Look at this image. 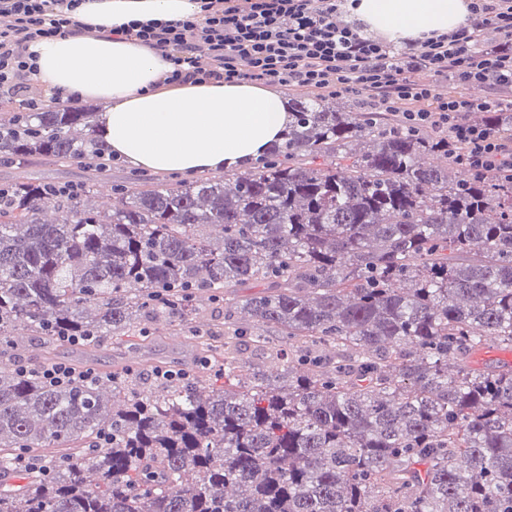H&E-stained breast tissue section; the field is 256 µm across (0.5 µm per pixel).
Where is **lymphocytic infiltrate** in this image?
I'll return each mask as SVG.
<instances>
[{
	"label": "lymphocytic infiltrate",
	"instance_id": "1",
	"mask_svg": "<svg viewBox=\"0 0 512 512\" xmlns=\"http://www.w3.org/2000/svg\"><path fill=\"white\" fill-rule=\"evenodd\" d=\"M342 0H203V19L134 20L126 38L168 52V82L187 73L199 80L299 85L328 97H364L398 113L409 130L431 124L447 128L475 176L499 169L512 173V133H493L469 121L492 102L437 93L412 79L414 70L456 82L512 90V0H471V20L458 30L409 43L403 51L361 36L336 15ZM77 0H0V92L18 94L33 66L24 49L32 40L70 32ZM209 51L198 66L197 46Z\"/></svg>",
	"mask_w": 512,
	"mask_h": 512
}]
</instances>
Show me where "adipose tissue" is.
Returning <instances> with one entry per match:
<instances>
[{
    "label": "adipose tissue",
    "mask_w": 512,
    "mask_h": 512,
    "mask_svg": "<svg viewBox=\"0 0 512 512\" xmlns=\"http://www.w3.org/2000/svg\"><path fill=\"white\" fill-rule=\"evenodd\" d=\"M470 0H353L352 20L385 41L425 40L470 19ZM199 0H80L72 34L28 43L32 85L96 100L108 151L149 173L229 172L264 156L292 120L282 89L249 82L169 84L163 51L117 36L129 21H177Z\"/></svg>",
    "instance_id": "obj_1"
}]
</instances>
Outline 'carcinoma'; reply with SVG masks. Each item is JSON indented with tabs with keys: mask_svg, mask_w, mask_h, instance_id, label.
I'll list each match as a JSON object with an SVG mask.
<instances>
[{
	"mask_svg": "<svg viewBox=\"0 0 512 512\" xmlns=\"http://www.w3.org/2000/svg\"><path fill=\"white\" fill-rule=\"evenodd\" d=\"M290 107L270 158L229 178L136 184L110 210L88 186L0 189V351L23 325L89 354L158 315L184 326L196 291L249 281L264 291L233 335L288 345L286 380L235 371L227 340L197 348L208 384L146 395L126 372L108 397L1 367L0 512H512V366H470L512 347V177L462 175L440 134ZM92 117L15 114L0 160L103 170ZM502 350L497 348H490L487 349V347L479 350L476 352V354L472 358V367L476 369H487V368H493L497 367L502 364H508L512 365V359L511 362H507L506 360H503L502 358L498 357V354L508 352V347L501 346ZM512 354V350L510 351Z\"/></svg>",
	"mask_w": 512,
	"mask_h": 512,
	"instance_id": "carcinoma-1",
	"label": "carcinoma"
}]
</instances>
